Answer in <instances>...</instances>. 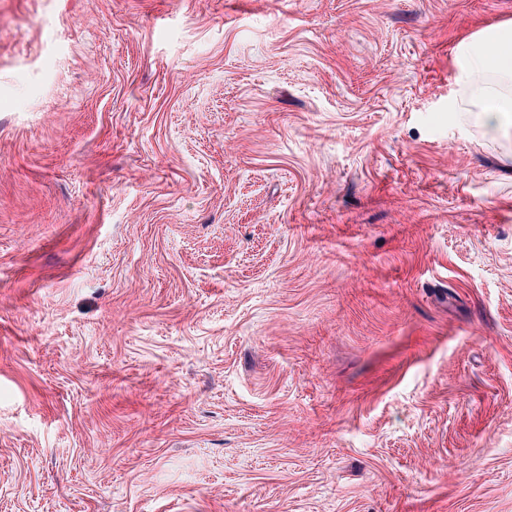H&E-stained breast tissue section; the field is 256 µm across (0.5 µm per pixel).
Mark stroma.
Returning <instances> with one entry per match:
<instances>
[{
	"instance_id": "1",
	"label": "stroma",
	"mask_w": 512,
	"mask_h": 512,
	"mask_svg": "<svg viewBox=\"0 0 512 512\" xmlns=\"http://www.w3.org/2000/svg\"><path fill=\"white\" fill-rule=\"evenodd\" d=\"M512 0H0V512H512ZM454 55L462 72V100L477 99L475 116L485 133L496 137L512 127V25L458 42Z\"/></svg>"
}]
</instances>
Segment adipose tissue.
Here are the masks:
<instances>
[{
	"label": "adipose tissue",
	"instance_id": "ef3b65f1",
	"mask_svg": "<svg viewBox=\"0 0 512 512\" xmlns=\"http://www.w3.org/2000/svg\"><path fill=\"white\" fill-rule=\"evenodd\" d=\"M454 55L462 94L476 98L475 116L486 134L495 137L512 127V25L458 42Z\"/></svg>",
	"mask_w": 512,
	"mask_h": 512
}]
</instances>
